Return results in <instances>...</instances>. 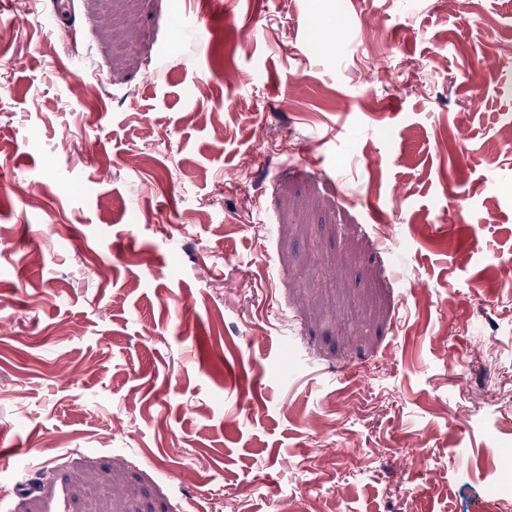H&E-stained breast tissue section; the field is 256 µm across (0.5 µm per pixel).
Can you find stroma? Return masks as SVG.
<instances>
[{
	"mask_svg": "<svg viewBox=\"0 0 512 512\" xmlns=\"http://www.w3.org/2000/svg\"><path fill=\"white\" fill-rule=\"evenodd\" d=\"M0 15V512H512V0Z\"/></svg>",
	"mask_w": 512,
	"mask_h": 512,
	"instance_id": "stroma-1",
	"label": "stroma"
}]
</instances>
